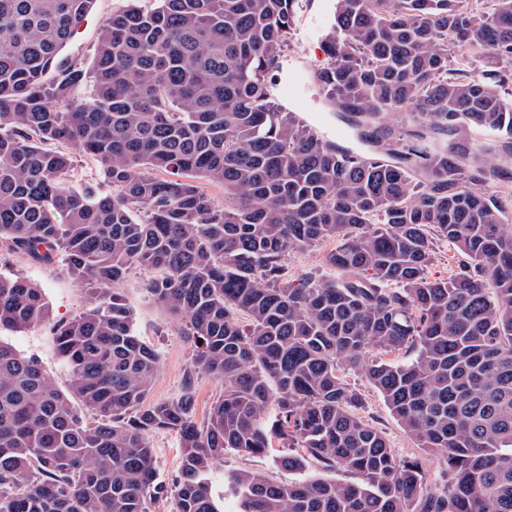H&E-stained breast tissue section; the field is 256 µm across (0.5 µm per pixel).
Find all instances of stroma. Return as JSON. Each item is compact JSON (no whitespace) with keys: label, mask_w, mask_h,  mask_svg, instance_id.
<instances>
[{"label":"stroma","mask_w":512,"mask_h":512,"mask_svg":"<svg viewBox=\"0 0 512 512\" xmlns=\"http://www.w3.org/2000/svg\"><path fill=\"white\" fill-rule=\"evenodd\" d=\"M128 4L129 0H95L92 11L83 19L67 45L65 57L82 67H89L100 25L113 12ZM335 11L336 0H298L283 69L274 78L276 86L280 87L290 73L300 76L306 85L305 99L290 103V110L297 112L314 129L324 130L331 137L335 136L340 122L313 81L312 74L328 63L325 42L334 24ZM333 246V241L327 240L313 248L290 253V281H317L328 276L329 270L323 263V256ZM0 273L30 279L45 289L52 310L51 321L12 334L10 340L26 355L36 358L58 388L67 389L69 375L59 361L52 324L82 313L91 300L89 291L75 283L62 262L39 265L26 255L8 251L1 245ZM120 291L133 312L139 336L154 346L162 358L161 370L145 398L146 404L175 400L188 391L194 397L195 420L204 423L212 403L224 392L223 382L205 373L193 371V346L184 334L183 325L170 318L148 295L142 271L130 270L120 285ZM350 381L362 396L360 414L365 421L381 429L399 455L420 456L429 484L440 483L445 469L443 459L419 452L416 444L392 417L379 393L367 381L355 375L351 376Z\"/></svg>","instance_id":"1"}]
</instances>
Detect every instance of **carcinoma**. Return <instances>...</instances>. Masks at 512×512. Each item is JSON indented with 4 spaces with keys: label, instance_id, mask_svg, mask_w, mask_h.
Returning a JSON list of instances; mask_svg holds the SVG:
<instances>
[{
    "label": "carcinoma",
    "instance_id": "obj_1",
    "mask_svg": "<svg viewBox=\"0 0 512 512\" xmlns=\"http://www.w3.org/2000/svg\"><path fill=\"white\" fill-rule=\"evenodd\" d=\"M93 2L0 0V242L62 257L92 298L53 328L68 393L0 340V512H512V0H337L317 85L358 149L275 101L298 0L133 4L84 69L62 53ZM59 144L115 193L69 187ZM327 240L332 277L292 286L288 255ZM436 240L461 257L443 280ZM135 268L224 381L203 425L188 393L143 406L161 356L118 289ZM49 319L44 288L0 275V334ZM350 374L444 460L441 486L359 415ZM231 450L356 480L221 473ZM152 445L159 479L171 487L181 468L179 439L174 433L161 432L152 437Z\"/></svg>",
    "mask_w": 512,
    "mask_h": 512
}]
</instances>
